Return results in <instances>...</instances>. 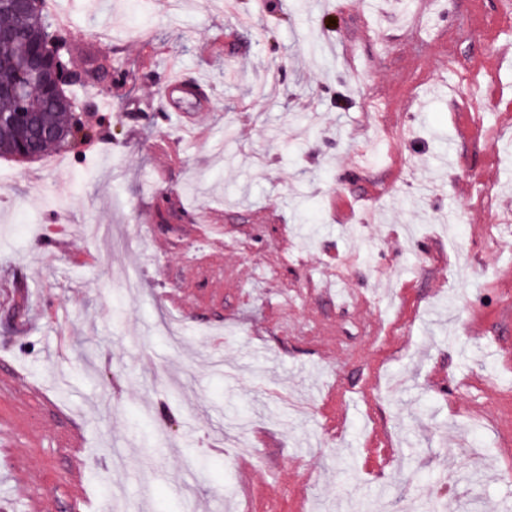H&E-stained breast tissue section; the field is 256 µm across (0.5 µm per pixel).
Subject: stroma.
Returning <instances> with one entry per match:
<instances>
[{
	"mask_svg": "<svg viewBox=\"0 0 512 512\" xmlns=\"http://www.w3.org/2000/svg\"><path fill=\"white\" fill-rule=\"evenodd\" d=\"M53 2L124 74L92 145L0 159L10 512H77L76 455L104 512H512V15ZM163 100L172 112H196L197 96L188 90L178 76L169 78Z\"/></svg>",
	"mask_w": 512,
	"mask_h": 512,
	"instance_id": "1",
	"label": "stroma"
}]
</instances>
